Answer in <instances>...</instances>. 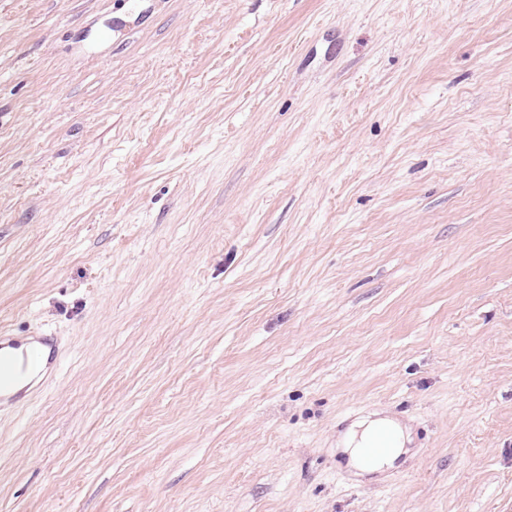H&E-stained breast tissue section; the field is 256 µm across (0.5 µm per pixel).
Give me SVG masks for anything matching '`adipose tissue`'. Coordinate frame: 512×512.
<instances>
[{"label":"adipose tissue","mask_w":512,"mask_h":512,"mask_svg":"<svg viewBox=\"0 0 512 512\" xmlns=\"http://www.w3.org/2000/svg\"><path fill=\"white\" fill-rule=\"evenodd\" d=\"M409 440L406 427L379 412L356 420L341 437L343 451L351 467L361 476L383 473L393 468ZM375 444L380 445V453L368 456V448Z\"/></svg>","instance_id":"obj_1"}]
</instances>
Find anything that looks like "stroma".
<instances>
[{"label":"stroma","mask_w":512,"mask_h":512,"mask_svg":"<svg viewBox=\"0 0 512 512\" xmlns=\"http://www.w3.org/2000/svg\"><path fill=\"white\" fill-rule=\"evenodd\" d=\"M0 329V512H512V0H0ZM31 346H37V347H39L42 350V352H43V362H42V365L38 368V370H36L35 372L29 374L27 377L21 378L19 380V383H18L19 385L16 386L13 390L8 391V392H3L2 396L5 399H8V398L12 397L17 391H19L24 386H26L35 376H37L43 370V368L45 367V365L47 363L48 354H49V348L44 346V345H42L41 343H39L37 341H33L32 339L27 338L23 342L21 347L18 348V349H15V348H12V347H9V346H6L5 349H4L5 351H15V352L21 353L22 351L27 350ZM409 441L406 427L388 415L374 412L349 426L340 440L344 448L339 449L348 456L349 464L357 471L356 474L364 476L393 468ZM374 444L383 448L379 454L381 448H370ZM367 448L370 455H377L368 456Z\"/></svg>","instance_id":"stroma-1"}]
</instances>
